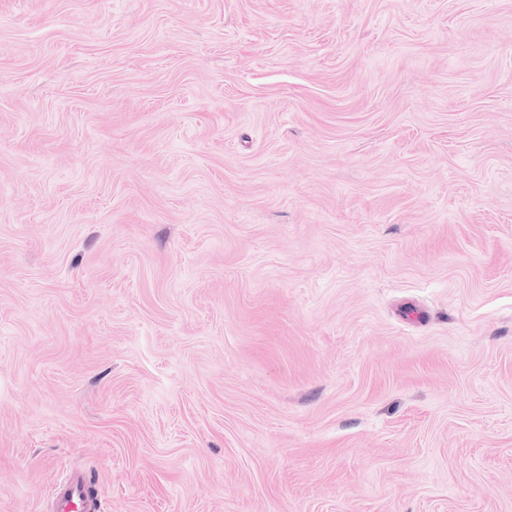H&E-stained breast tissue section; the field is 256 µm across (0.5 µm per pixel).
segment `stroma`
I'll return each mask as SVG.
<instances>
[{
	"instance_id": "stroma-1",
	"label": "stroma",
	"mask_w": 512,
	"mask_h": 512,
	"mask_svg": "<svg viewBox=\"0 0 512 512\" xmlns=\"http://www.w3.org/2000/svg\"><path fill=\"white\" fill-rule=\"evenodd\" d=\"M512 512V0H0V512ZM52 509L53 512H96L100 507L90 498L83 476L72 473L56 487Z\"/></svg>"
}]
</instances>
